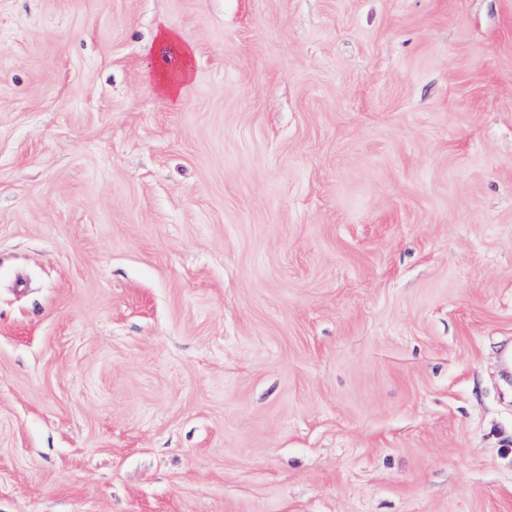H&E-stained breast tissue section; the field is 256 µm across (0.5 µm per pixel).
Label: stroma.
Segmentation results:
<instances>
[{"label":"stroma","mask_w":512,"mask_h":512,"mask_svg":"<svg viewBox=\"0 0 512 512\" xmlns=\"http://www.w3.org/2000/svg\"><path fill=\"white\" fill-rule=\"evenodd\" d=\"M510 350L512 0H0V512H512ZM156 37L161 45L171 50V54L167 57L168 60H164L165 65L158 66L155 72V88L163 99L175 101L181 96L183 84L191 77L190 58L193 46L181 33L164 24L157 28Z\"/></svg>","instance_id":"stroma-1"}]
</instances>
